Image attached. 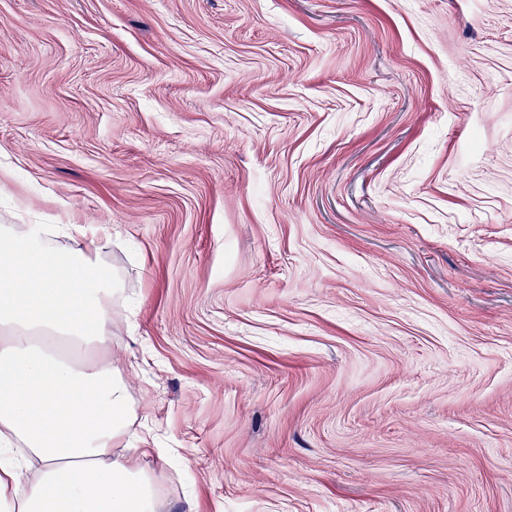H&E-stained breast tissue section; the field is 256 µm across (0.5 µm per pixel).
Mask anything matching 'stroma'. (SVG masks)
I'll return each mask as SVG.
<instances>
[{
	"mask_svg": "<svg viewBox=\"0 0 512 512\" xmlns=\"http://www.w3.org/2000/svg\"><path fill=\"white\" fill-rule=\"evenodd\" d=\"M112 227L158 512H512V0H0V225Z\"/></svg>",
	"mask_w": 512,
	"mask_h": 512,
	"instance_id": "stroma-1",
	"label": "stroma"
}]
</instances>
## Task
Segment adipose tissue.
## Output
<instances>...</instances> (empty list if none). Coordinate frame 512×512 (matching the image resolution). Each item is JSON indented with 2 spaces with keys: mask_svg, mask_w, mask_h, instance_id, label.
I'll use <instances>...</instances> for the list:
<instances>
[{
  "mask_svg": "<svg viewBox=\"0 0 512 512\" xmlns=\"http://www.w3.org/2000/svg\"><path fill=\"white\" fill-rule=\"evenodd\" d=\"M111 242L108 224L0 225V512H155L151 476L116 452L128 386L91 358L112 341Z\"/></svg>",
  "mask_w": 512,
  "mask_h": 512,
  "instance_id": "ef3b65f1",
  "label": "adipose tissue"
}]
</instances>
